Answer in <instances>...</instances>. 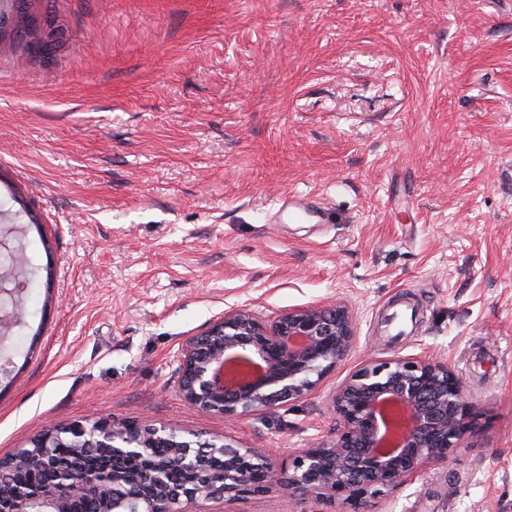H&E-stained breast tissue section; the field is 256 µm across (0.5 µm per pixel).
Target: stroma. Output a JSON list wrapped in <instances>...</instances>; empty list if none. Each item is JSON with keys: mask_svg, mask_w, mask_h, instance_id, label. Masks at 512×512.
<instances>
[{"mask_svg": "<svg viewBox=\"0 0 512 512\" xmlns=\"http://www.w3.org/2000/svg\"><path fill=\"white\" fill-rule=\"evenodd\" d=\"M30 3L58 47L0 39V232L21 229L29 271L0 458L109 420L285 465L332 434L364 359L418 355L463 379L482 429L388 512H512V0ZM309 196L334 223H289ZM339 301L357 344L305 400L230 420L182 399L181 345L225 310Z\"/></svg>", "mask_w": 512, "mask_h": 512, "instance_id": "stroma-1", "label": "stroma"}]
</instances>
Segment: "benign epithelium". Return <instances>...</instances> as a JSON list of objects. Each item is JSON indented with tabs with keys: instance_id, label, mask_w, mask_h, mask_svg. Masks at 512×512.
<instances>
[{
	"instance_id": "benign-epithelium-1",
	"label": "benign epithelium",
	"mask_w": 512,
	"mask_h": 512,
	"mask_svg": "<svg viewBox=\"0 0 512 512\" xmlns=\"http://www.w3.org/2000/svg\"><path fill=\"white\" fill-rule=\"evenodd\" d=\"M23 270L0 273V340L21 324ZM349 307L288 309L264 320L247 308H231L180 349L183 398L201 411L229 419L273 411L306 399L322 378L356 347ZM336 432L302 449L288 467L267 448H240L209 440L224 470H205L198 442L173 426L94 422L54 425L0 462V512H72V503L94 499L102 512H194L210 500L243 494L288 492L336 512H377L389 494L418 475L447 466L455 451L481 429L480 412L448 363L419 356L363 362L330 398ZM171 447L174 460L201 480L175 492L168 466L151 461L155 443ZM92 446L148 464L154 494L138 492L134 472L88 470L80 451ZM71 448L60 460L51 448ZM54 471V480L13 490L17 470Z\"/></svg>"
}]
</instances>
